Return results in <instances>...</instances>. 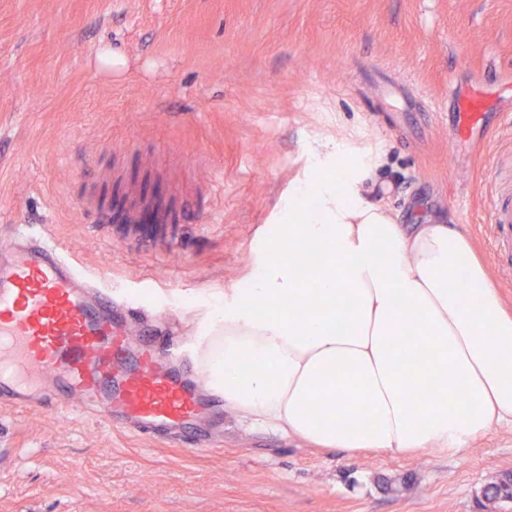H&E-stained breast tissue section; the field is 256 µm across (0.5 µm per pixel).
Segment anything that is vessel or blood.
Masks as SVG:
<instances>
[{"label":"vessel or blood","mask_w":512,"mask_h":512,"mask_svg":"<svg viewBox=\"0 0 512 512\" xmlns=\"http://www.w3.org/2000/svg\"><path fill=\"white\" fill-rule=\"evenodd\" d=\"M488 110L484 93L457 98L464 140ZM47 236L18 231L0 246V406L52 408L141 437L210 449L224 395L207 387L205 345L128 335L129 316L102 283Z\"/></svg>","instance_id":"b4317fda"}]
</instances>
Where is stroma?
Segmentation results:
<instances>
[{
  "label": "stroma",
  "instance_id": "stroma-1",
  "mask_svg": "<svg viewBox=\"0 0 512 512\" xmlns=\"http://www.w3.org/2000/svg\"><path fill=\"white\" fill-rule=\"evenodd\" d=\"M485 91L469 144L449 88ZM512 0H0V243L17 226L103 270L132 306L218 313L249 245L336 149L382 164L400 224H460L512 309L489 201H512ZM159 194L186 249L97 227ZM512 428L465 455L348 457L224 411L202 450L0 407V512H512ZM486 502L497 503L512 501V476L506 474L499 480L488 484L482 491Z\"/></svg>",
  "mask_w": 512,
  "mask_h": 512
}]
</instances>
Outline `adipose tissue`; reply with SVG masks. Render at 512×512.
<instances>
[{"mask_svg": "<svg viewBox=\"0 0 512 512\" xmlns=\"http://www.w3.org/2000/svg\"><path fill=\"white\" fill-rule=\"evenodd\" d=\"M369 166L295 187L224 291L208 384L243 416L349 457L456 455L512 424V311L459 224H400ZM318 247L306 278L295 250ZM417 355L398 358L409 338ZM434 383L421 401L410 382Z\"/></svg>", "mask_w": 512, "mask_h": 512, "instance_id": "1", "label": "adipose tissue"}]
</instances>
